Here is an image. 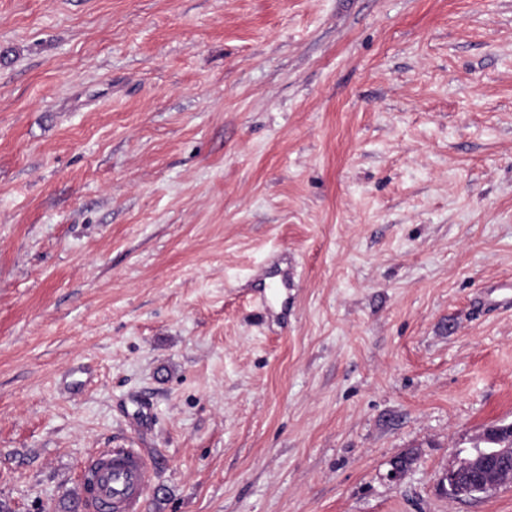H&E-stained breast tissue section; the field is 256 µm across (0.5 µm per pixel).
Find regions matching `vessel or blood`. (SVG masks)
Listing matches in <instances>:
<instances>
[{
	"label": "vessel or blood",
	"instance_id": "1",
	"mask_svg": "<svg viewBox=\"0 0 512 512\" xmlns=\"http://www.w3.org/2000/svg\"><path fill=\"white\" fill-rule=\"evenodd\" d=\"M157 462L141 448H99L89 455L77 512H143Z\"/></svg>",
	"mask_w": 512,
	"mask_h": 512
}]
</instances>
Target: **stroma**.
Returning <instances> with one entry per match:
<instances>
[{"label": "stroma", "mask_w": 512, "mask_h": 512, "mask_svg": "<svg viewBox=\"0 0 512 512\" xmlns=\"http://www.w3.org/2000/svg\"><path fill=\"white\" fill-rule=\"evenodd\" d=\"M510 423L512 0H0L11 512L126 442L145 512H512L441 485Z\"/></svg>", "instance_id": "35a3bbf8"}]
</instances>
